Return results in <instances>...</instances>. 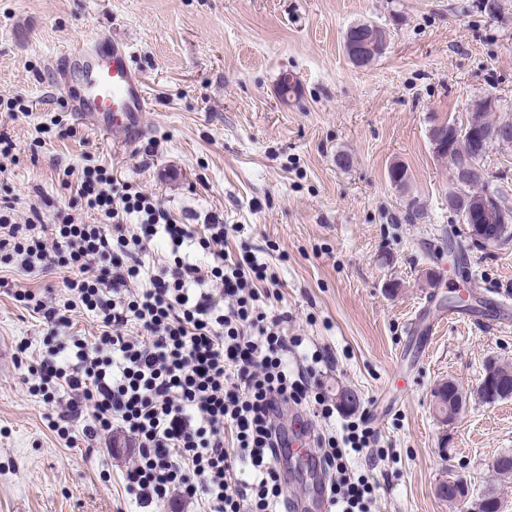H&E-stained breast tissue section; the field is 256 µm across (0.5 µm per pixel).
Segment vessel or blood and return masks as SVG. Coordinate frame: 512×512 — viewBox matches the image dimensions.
Here are the masks:
<instances>
[{
	"instance_id": "1",
	"label": "vessel or blood",
	"mask_w": 512,
	"mask_h": 512,
	"mask_svg": "<svg viewBox=\"0 0 512 512\" xmlns=\"http://www.w3.org/2000/svg\"><path fill=\"white\" fill-rule=\"evenodd\" d=\"M127 39L103 30L56 56L50 70L66 106L80 119L120 135L125 145L143 136V115L150 108L141 74L132 64Z\"/></svg>"
}]
</instances>
